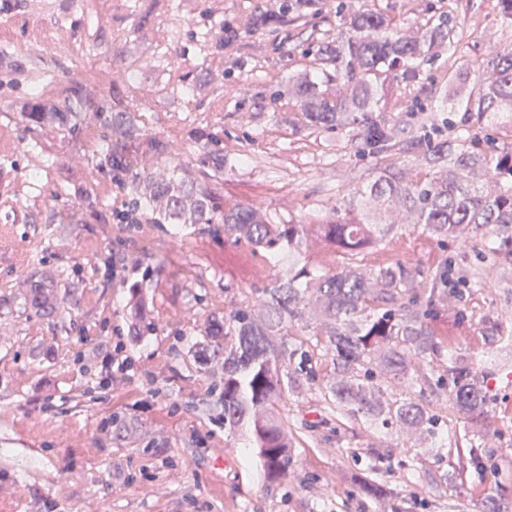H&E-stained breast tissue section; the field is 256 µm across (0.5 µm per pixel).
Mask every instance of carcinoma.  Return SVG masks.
I'll use <instances>...</instances> for the list:
<instances>
[{
	"mask_svg": "<svg viewBox=\"0 0 512 512\" xmlns=\"http://www.w3.org/2000/svg\"><path fill=\"white\" fill-rule=\"evenodd\" d=\"M317 0H280L278 10L257 12V30L277 31L281 24L295 29L311 25ZM340 29L336 39L316 44L315 55L324 79H308L295 88L307 122L332 128L351 117L363 119V147L399 154L402 147L385 128L365 120L385 96L382 75L409 81L415 62L429 61L446 45L453 47V19L440 14L417 35L395 33L393 18L373 8L347 9L337 0ZM469 73L458 75L457 110L468 115L497 119L509 117L512 126V53L496 54L493 68L477 78L476 96L461 97ZM122 102L97 106L102 134L96 153L102 166L118 182L133 168L126 138L133 123ZM22 116L41 124L75 126L85 116L61 112L38 93ZM434 130L418 141L427 173L408 180L398 167L382 169L364 189L357 209L321 224L279 223L262 209L236 204L218 214L204 183L187 185L176 180L165 166L142 176L131 212L149 210L156 224H222L224 236L240 240L270 256L288 253V271L263 290L260 308H237L212 320L210 340L194 347L193 357L202 366L224 358V379L218 402L224 428L246 429L252 451L269 480L288 469V433L276 410L286 394L295 391L297 365L308 372V351L288 346L278 337L287 335L288 322L310 310L319 316L332 344L336 382L328 390L336 414L362 415L372 425L393 421L415 427L433 438L437 420L411 396L393 392L394 382L407 380L408 388L430 385L429 372L439 373L458 410L479 417L485 394L474 383L469 368L444 358L442 346L428 328L427 319L445 292L460 287L484 288L478 275L453 279L451 271L437 269L423 275L401 261L374 267L351 265L327 273L297 267L301 254L315 237L347 254L382 248L395 225L375 220L379 207L399 203L414 216L415 225L445 240L467 236L470 230L495 229L494 254L502 264H512V146L486 151L469 143L463 129L452 142L433 143ZM133 336L152 330L140 292H133Z\"/></svg>",
	"mask_w": 512,
	"mask_h": 512,
	"instance_id": "obj_1",
	"label": "carcinoma"
}]
</instances>
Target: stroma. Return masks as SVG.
<instances>
[{
  "label": "stroma",
  "instance_id": "obj_1",
  "mask_svg": "<svg viewBox=\"0 0 512 512\" xmlns=\"http://www.w3.org/2000/svg\"><path fill=\"white\" fill-rule=\"evenodd\" d=\"M275 3L0 0V512H392L399 499L409 512H512V385L493 361L512 336V271L490 253L486 232L442 242L398 211L386 248L358 258L368 267L406 260L426 274L448 264L486 280L449 294L428 320L485 391L483 416L459 411L447 387L426 388L418 401L443 423L435 446L397 422L336 415L325 401L336 380L331 344L309 313L290 323L287 339L309 351L314 379L277 406L291 448L286 476L270 484L245 434L225 430L214 406L223 359L202 368L189 348L212 317L257 302L275 267L210 224L114 217L133 191L98 165L100 100L140 104L135 126L165 146L140 156L135 173L171 163L176 178L209 186L216 209L242 203L283 221H319L346 213L354 190L383 167L419 175L408 145L424 130L408 113L412 102L441 121L457 74L488 70L496 53L512 51L498 0H346L391 15L405 36L443 12L455 24V49L421 63L412 82L385 80L372 118L406 152L363 155L356 124L308 126L290 93L319 68L306 34L251 25L257 8ZM228 25L238 42L225 43ZM36 84L87 92L78 131L21 119ZM452 119L439 141L465 128L476 144H512L502 127ZM246 157L254 165L243 166ZM37 281L49 285L39 310L25 300ZM134 283L155 324L135 344ZM119 344L129 372L107 374L102 361ZM357 476L385 494H363Z\"/></svg>",
  "mask_w": 512,
  "mask_h": 512
}]
</instances>
